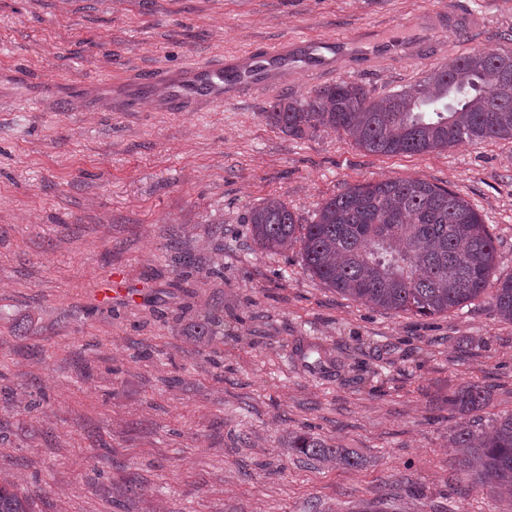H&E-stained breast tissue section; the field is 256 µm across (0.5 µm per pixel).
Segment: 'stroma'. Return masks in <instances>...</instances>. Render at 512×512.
I'll return each instance as SVG.
<instances>
[{"label":"stroma","instance_id":"1","mask_svg":"<svg viewBox=\"0 0 512 512\" xmlns=\"http://www.w3.org/2000/svg\"><path fill=\"white\" fill-rule=\"evenodd\" d=\"M451 9L470 36L431 61L345 73L381 98L473 49L512 54V0H0V481L34 512H505L452 476L449 392L476 382L512 413V322L488 298L387 314L267 254L244 218L276 196L301 223L347 186L421 179L458 192L512 275V140L380 155L289 137L264 110L305 72L186 112L166 91L120 111L141 73H173L304 34H378ZM124 275L102 303L99 285ZM220 318L215 335L196 329ZM325 351L323 369L298 351ZM309 432L348 466L292 454Z\"/></svg>","mask_w":512,"mask_h":512}]
</instances>
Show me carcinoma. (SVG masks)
Listing matches in <instances>:
<instances>
[{
	"instance_id": "carcinoma-1",
	"label": "carcinoma",
	"mask_w": 512,
	"mask_h": 512,
	"mask_svg": "<svg viewBox=\"0 0 512 512\" xmlns=\"http://www.w3.org/2000/svg\"><path fill=\"white\" fill-rule=\"evenodd\" d=\"M265 116L293 138L329 129L382 155L512 140V56L473 50L379 99L340 81L302 99L272 101ZM247 223L257 249L277 253L300 245L307 275L377 310L434 317L486 294L499 318L512 322V276L492 279L495 238L452 190L403 178L350 186L325 200L309 224L298 223L284 200L269 197ZM488 401L478 384L448 395V405L463 416ZM449 441L458 449L453 470L493 493L512 494V414L495 419L488 432L465 419ZM288 447L311 461L355 465L343 449L307 433L292 436ZM11 487L0 483V512H31L28 495Z\"/></svg>"
}]
</instances>
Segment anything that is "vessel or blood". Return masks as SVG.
<instances>
[{
  "label": "vessel or blood",
  "mask_w": 512,
  "mask_h": 512,
  "mask_svg": "<svg viewBox=\"0 0 512 512\" xmlns=\"http://www.w3.org/2000/svg\"><path fill=\"white\" fill-rule=\"evenodd\" d=\"M474 22L473 16L449 11L421 23L412 39L399 33L290 38L225 56L212 67H190L177 77L154 70L144 74L139 83L143 86L166 85L169 106L188 109L201 97L222 101L276 88L297 70L305 71L319 81L357 61L426 59L439 50V37L465 34Z\"/></svg>",
  "instance_id": "1"
}]
</instances>
